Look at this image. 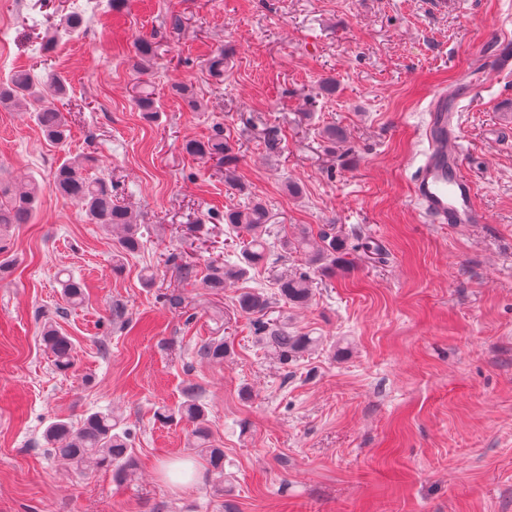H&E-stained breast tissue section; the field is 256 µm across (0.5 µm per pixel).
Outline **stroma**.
I'll list each match as a JSON object with an SVG mask.
<instances>
[{
    "label": "stroma",
    "instance_id": "stroma-1",
    "mask_svg": "<svg viewBox=\"0 0 512 512\" xmlns=\"http://www.w3.org/2000/svg\"><path fill=\"white\" fill-rule=\"evenodd\" d=\"M434 2L127 0L117 13L107 0H0V81L22 68L62 76L55 104L71 129L61 148L28 112L0 107V182L45 185L36 222L9 230L16 268L0 278V512H512V69L480 73L481 100L463 97L477 48L512 32V0ZM76 9L84 32L42 53L48 23ZM141 37L158 45L144 73ZM217 48L220 78L207 65ZM145 88L151 120L135 106ZM444 90L460 98L484 224L424 223L411 198L424 113ZM329 126L345 133L332 153ZM218 129L235 188L183 149ZM88 153L139 218L144 247L119 274L110 235L48 186L59 163ZM254 200L275 236L332 224L352 249L344 272L315 275L307 306L269 309L319 340L285 368L234 300L272 292L277 276L305 270L303 255L249 269L219 295L166 261L181 254L202 275L238 256L224 214ZM369 240L380 257L364 256ZM70 276L88 290L76 307L61 297ZM46 316L74 344L67 374L39 341ZM215 336L229 356L200 362L196 344ZM192 385L224 451L220 496L190 423L155 418ZM108 410L135 437L139 470L121 486L65 467L42 438L53 419ZM174 460L190 461L189 486L169 478Z\"/></svg>",
    "mask_w": 512,
    "mask_h": 512
}]
</instances>
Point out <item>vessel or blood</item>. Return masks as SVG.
<instances>
[{
	"label": "vessel or blood",
	"instance_id": "b4317fda",
	"mask_svg": "<svg viewBox=\"0 0 512 512\" xmlns=\"http://www.w3.org/2000/svg\"><path fill=\"white\" fill-rule=\"evenodd\" d=\"M477 58L484 68L512 65V38L497 36L485 41ZM447 92H440L429 107L425 134L428 142L411 177V195L431 224H483L485 212L476 203L474 181L463 172V143L454 124Z\"/></svg>",
	"mask_w": 512,
	"mask_h": 512
}]
</instances>
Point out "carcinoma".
I'll use <instances>...</instances> for the list:
<instances>
[{
    "mask_svg": "<svg viewBox=\"0 0 512 512\" xmlns=\"http://www.w3.org/2000/svg\"><path fill=\"white\" fill-rule=\"evenodd\" d=\"M67 34L81 33L86 28L84 16L78 12L66 15L62 22ZM158 45L151 38L142 37L135 45V67L147 70L156 58ZM66 91L64 80L49 74L42 80L26 69L14 71L8 79L0 81V106L25 108L33 113V119L43 136L52 143L64 144L70 137V127L64 113L54 99ZM138 111L151 120L157 113L152 93L142 91L135 98ZM184 151L199 159L216 160L224 164V182L236 186L231 168L234 161L232 148L224 141L223 131H216L206 140L190 139L183 145ZM91 159L76 157L58 165L52 174V188L62 198L71 201L85 212L91 224L100 225L112 233L115 244L113 270L121 268L123 258L141 252L143 242L139 228L130 207L119 204L112 195V183L103 177L92 178L88 174ZM42 194V186L31 177L27 182L14 188L0 186V275L10 269L11 260L4 257L9 244L2 231L13 224H30L34 221ZM224 223L238 231L245 232L250 241L242 253V264L215 266L205 278L206 286L219 291L227 283L241 279L247 268L269 261L271 250L265 238L270 223V214L265 205L256 201L240 210L224 214ZM285 252H298L306 257L308 264L324 274H333L348 263L341 234L333 224L320 229L318 239L307 235L281 242ZM275 295L279 300L292 306L308 304L313 297V279L307 272H292L279 275L275 281ZM63 295L71 306L82 304L85 285L81 281L67 279L61 282ZM236 307L252 317L254 330L259 340L266 344L280 364L286 366L312 349L317 339L305 334H295L286 325L267 321L269 296L245 290L235 300ZM40 341L50 356L56 370L65 373L74 366V346L70 337L63 334L55 323L46 320L40 328ZM196 355L202 362L222 363L229 355V347L222 339L211 338L201 342ZM164 424L186 420L193 424L194 447L206 457V476L216 490H222L224 483V449L216 448L211 441L204 405L194 398L192 389H187L186 400L175 410L164 409L157 413ZM43 439L53 455L64 463L80 470L94 472L112 471L117 484L126 483L136 469L135 449L132 448L131 433L119 428L118 420L112 413L94 412L79 423L57 419L45 429Z\"/></svg>",
    "mask_w": 512,
    "mask_h": 512,
    "instance_id": "cac0c4a2",
    "label": "carcinoma"
}]
</instances>
